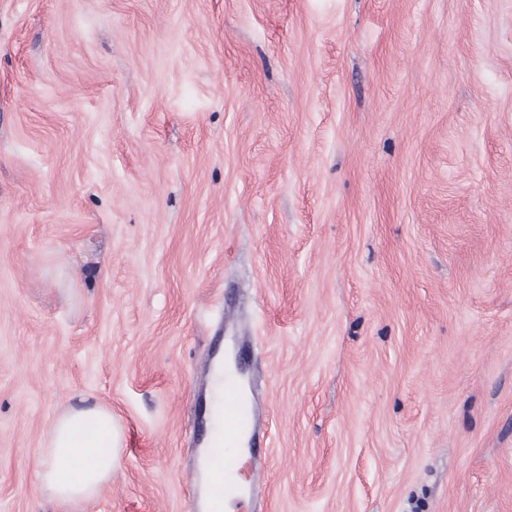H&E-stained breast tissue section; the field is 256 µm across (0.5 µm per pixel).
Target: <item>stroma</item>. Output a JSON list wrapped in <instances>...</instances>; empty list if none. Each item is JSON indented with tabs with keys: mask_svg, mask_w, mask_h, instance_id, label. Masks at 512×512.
<instances>
[{
	"mask_svg": "<svg viewBox=\"0 0 512 512\" xmlns=\"http://www.w3.org/2000/svg\"><path fill=\"white\" fill-rule=\"evenodd\" d=\"M243 338L264 512H512V0H0V512H196ZM119 432L112 410L101 406L71 407L59 415L46 439L42 491L66 509L96 498L118 465ZM105 439L110 445L102 450Z\"/></svg>",
	"mask_w": 512,
	"mask_h": 512,
	"instance_id": "obj_1",
	"label": "stroma"
}]
</instances>
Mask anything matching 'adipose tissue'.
<instances>
[{
    "label": "adipose tissue",
    "instance_id": "1",
    "mask_svg": "<svg viewBox=\"0 0 512 512\" xmlns=\"http://www.w3.org/2000/svg\"><path fill=\"white\" fill-rule=\"evenodd\" d=\"M120 429L110 409L72 407L59 415L46 439L40 486L57 506L70 508L96 498L112 478Z\"/></svg>",
    "mask_w": 512,
    "mask_h": 512
}]
</instances>
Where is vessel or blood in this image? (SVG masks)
<instances>
[{
    "label": "vessel or blood",
    "mask_w": 512,
    "mask_h": 512,
    "mask_svg": "<svg viewBox=\"0 0 512 512\" xmlns=\"http://www.w3.org/2000/svg\"><path fill=\"white\" fill-rule=\"evenodd\" d=\"M263 433L257 406L244 402L241 379L224 377V431L209 439L210 474L205 483L207 512H252L255 488L242 474Z\"/></svg>",
    "instance_id": "b4317fda"
}]
</instances>
